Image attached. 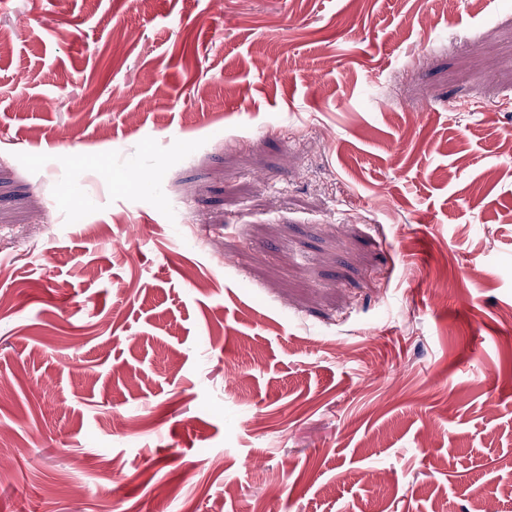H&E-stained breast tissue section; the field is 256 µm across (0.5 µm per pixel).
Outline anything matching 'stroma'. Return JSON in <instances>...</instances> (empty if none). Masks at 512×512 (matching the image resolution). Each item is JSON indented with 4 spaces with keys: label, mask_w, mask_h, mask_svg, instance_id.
I'll list each match as a JSON object with an SVG mask.
<instances>
[{
    "label": "stroma",
    "mask_w": 512,
    "mask_h": 512,
    "mask_svg": "<svg viewBox=\"0 0 512 512\" xmlns=\"http://www.w3.org/2000/svg\"><path fill=\"white\" fill-rule=\"evenodd\" d=\"M0 512H512V0H0Z\"/></svg>",
    "instance_id": "1"
}]
</instances>
